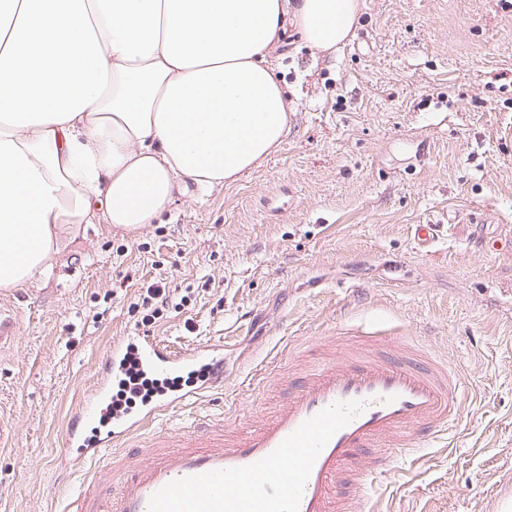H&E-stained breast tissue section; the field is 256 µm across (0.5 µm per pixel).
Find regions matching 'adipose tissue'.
<instances>
[{
  "instance_id": "ef3b65f1",
  "label": "adipose tissue",
  "mask_w": 512,
  "mask_h": 512,
  "mask_svg": "<svg viewBox=\"0 0 512 512\" xmlns=\"http://www.w3.org/2000/svg\"><path fill=\"white\" fill-rule=\"evenodd\" d=\"M359 0H0V291L50 274L97 218L133 235L180 186L234 182L292 107L270 65L319 52Z\"/></svg>"
}]
</instances>
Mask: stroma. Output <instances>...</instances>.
Instances as JSON below:
<instances>
[{
    "instance_id": "35a3bbf8",
    "label": "stroma",
    "mask_w": 512,
    "mask_h": 512,
    "mask_svg": "<svg viewBox=\"0 0 512 512\" xmlns=\"http://www.w3.org/2000/svg\"><path fill=\"white\" fill-rule=\"evenodd\" d=\"M336 53L285 37L272 54L293 107L278 152L231 185L187 184L130 236L89 224L53 271L0 293V512H64L82 475L59 435L93 388L130 306L165 280L196 289L152 328L185 352L224 345V388L143 439L282 399L255 372L292 368L291 340L408 333L473 388L446 446L394 458L373 512H491L512 488V0H360ZM435 227L430 247L413 229Z\"/></svg>"
}]
</instances>
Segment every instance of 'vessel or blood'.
Listing matches in <instances>:
<instances>
[{
	"mask_svg": "<svg viewBox=\"0 0 512 512\" xmlns=\"http://www.w3.org/2000/svg\"><path fill=\"white\" fill-rule=\"evenodd\" d=\"M312 346L315 357H301L287 396L257 424L207 419L142 448L136 437L161 414L223 388L224 346L176 353L148 334L113 339L62 442L85 474L75 512H367L364 492L394 476L393 457L457 431L470 382L414 337L319 336ZM134 364L158 379L206 375L112 412V393Z\"/></svg>",
	"mask_w": 512,
	"mask_h": 512,
	"instance_id": "b4317fda",
	"label": "vessel or blood"
}]
</instances>
